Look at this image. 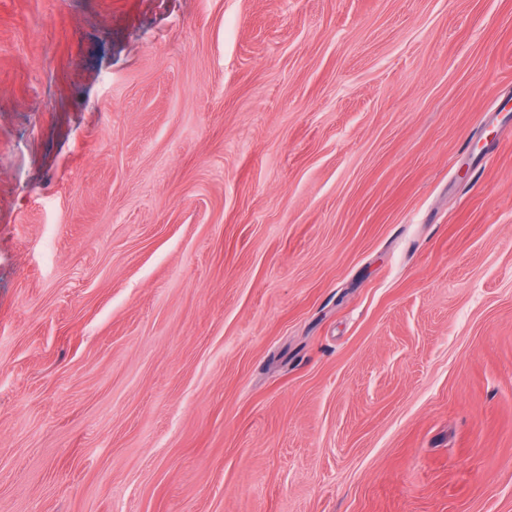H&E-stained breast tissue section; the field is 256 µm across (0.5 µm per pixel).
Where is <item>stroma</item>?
Wrapping results in <instances>:
<instances>
[{
	"instance_id": "1",
	"label": "stroma",
	"mask_w": 512,
	"mask_h": 512,
	"mask_svg": "<svg viewBox=\"0 0 512 512\" xmlns=\"http://www.w3.org/2000/svg\"><path fill=\"white\" fill-rule=\"evenodd\" d=\"M512 0H0V512H512Z\"/></svg>"
}]
</instances>
